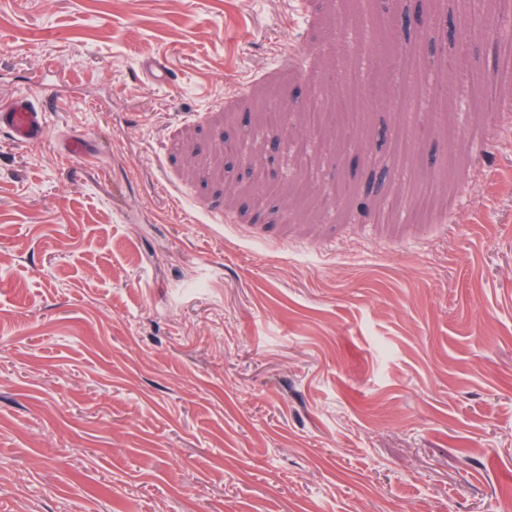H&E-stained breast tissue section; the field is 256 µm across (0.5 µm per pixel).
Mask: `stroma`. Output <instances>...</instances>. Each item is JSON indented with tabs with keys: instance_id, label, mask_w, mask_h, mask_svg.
<instances>
[{
	"instance_id": "35a3bbf8",
	"label": "stroma",
	"mask_w": 512,
	"mask_h": 512,
	"mask_svg": "<svg viewBox=\"0 0 512 512\" xmlns=\"http://www.w3.org/2000/svg\"><path fill=\"white\" fill-rule=\"evenodd\" d=\"M434 12L469 25L495 110L458 82L446 112L393 111L444 77ZM508 19L512 0H0V100L61 89L45 139L0 131V512H512ZM387 38L430 69L379 71L362 48ZM352 85L378 104L355 146L303 110ZM436 121L433 167L393 160ZM72 133L91 159L60 153ZM224 133L276 192L214 176Z\"/></svg>"
}]
</instances>
